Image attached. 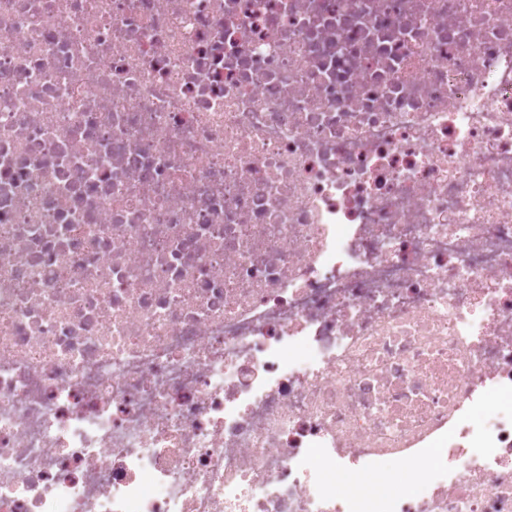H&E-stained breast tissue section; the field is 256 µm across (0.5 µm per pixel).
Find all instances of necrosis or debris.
<instances>
[{
  "instance_id": "necrosis-or-debris-1",
  "label": "necrosis or debris",
  "mask_w": 512,
  "mask_h": 512,
  "mask_svg": "<svg viewBox=\"0 0 512 512\" xmlns=\"http://www.w3.org/2000/svg\"><path fill=\"white\" fill-rule=\"evenodd\" d=\"M0 512H512V0H0Z\"/></svg>"
}]
</instances>
